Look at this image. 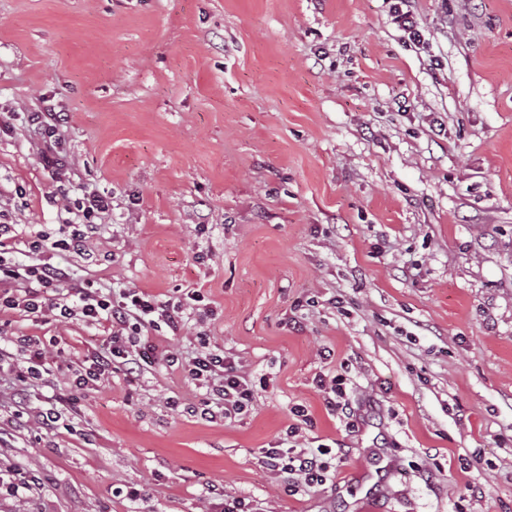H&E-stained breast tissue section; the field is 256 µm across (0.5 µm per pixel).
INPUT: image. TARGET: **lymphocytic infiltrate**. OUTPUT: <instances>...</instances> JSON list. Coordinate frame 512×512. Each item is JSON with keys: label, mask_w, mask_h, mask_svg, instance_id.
Returning a JSON list of instances; mask_svg holds the SVG:
<instances>
[{"label": "lymphocytic infiltrate", "mask_w": 512, "mask_h": 512, "mask_svg": "<svg viewBox=\"0 0 512 512\" xmlns=\"http://www.w3.org/2000/svg\"><path fill=\"white\" fill-rule=\"evenodd\" d=\"M27 124L42 140L43 165L53 170L65 168L67 161L56 140L61 124L59 113L48 110L28 113ZM73 207L81 218V227L59 239L41 234L30 240L28 249L33 262L29 265L10 260L12 227L0 224V314L48 313L61 321L77 317L90 325L110 323V346L106 351L86 355L69 380L71 387L92 390L114 367H121L130 375L141 373V356L130 350L131 339L163 325L178 331L183 308L178 303L158 302L154 295L144 291L104 295L89 282L77 289V299H70L71 274L67 268L53 263L52 257L58 251L78 249L86 229L92 228L95 218L110 209L111 200L91 193L74 200ZM197 342L198 348L188 362H181L173 352L167 353L165 360L172 366L181 365L191 383L210 385L212 397L197 402L175 400L172 409L205 418L211 415V405L216 402L222 404L225 417H235L254 402V384L241 373L234 359L226 356L223 349L210 345L206 336H198ZM261 462L267 469L286 475L293 485L314 488L333 480L335 469L345 466L347 456L324 443L300 449L276 442L262 449Z\"/></svg>", "instance_id": "lymphocytic-infiltrate-1"}]
</instances>
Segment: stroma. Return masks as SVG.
<instances>
[{
	"label": "stroma",
	"mask_w": 512,
	"mask_h": 512,
	"mask_svg": "<svg viewBox=\"0 0 512 512\" xmlns=\"http://www.w3.org/2000/svg\"><path fill=\"white\" fill-rule=\"evenodd\" d=\"M388 0H0V209L61 236L62 195H109L75 283L175 301L155 363L73 393L71 430L36 422L109 324L0 317V512H512V0H419L415 44ZM63 113L64 170L28 112ZM256 387L208 421L168 366L198 333ZM56 339L23 386L19 337ZM342 375L349 412L316 374ZM25 405L28 423L13 419ZM304 406L312 419L288 434ZM336 444L335 484L292 490L260 451ZM381 472L369 492L362 478ZM138 489V499L126 492Z\"/></svg>",
	"instance_id": "35a3bbf8"
}]
</instances>
